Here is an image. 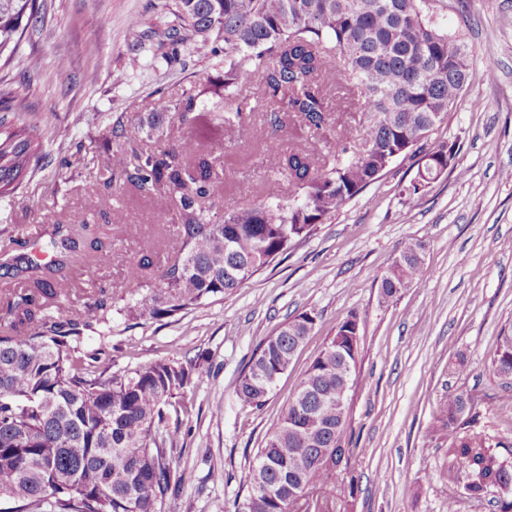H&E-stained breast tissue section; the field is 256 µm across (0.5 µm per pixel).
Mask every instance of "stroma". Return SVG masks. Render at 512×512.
<instances>
[{"instance_id":"obj_1","label":"stroma","mask_w":512,"mask_h":512,"mask_svg":"<svg viewBox=\"0 0 512 512\" xmlns=\"http://www.w3.org/2000/svg\"><path fill=\"white\" fill-rule=\"evenodd\" d=\"M436 16L471 51L467 85L430 145L458 146L456 171L407 196L418 161L397 160L306 238L237 290L162 320L113 314L108 338L85 332L82 352L102 353L113 369L157 360L192 364L187 410L171 453L173 483L160 512H234L246 475L313 359L339 324L357 316L360 353L348 395L349 473L340 474L334 512H498L500 492L472 496L436 420L449 393L474 398L471 432L512 461V379L494 376L491 357L512 330V0H435ZM10 60L0 61V115L32 127L39 159L23 184L0 196V250L9 237L44 243L56 224H86L103 252L69 270L72 292L61 320L77 319L99 291L124 290L130 261L150 253L152 277L173 255L178 229L129 185L113 180L116 150H147L150 126L204 142L224 138V185L255 200L287 197L288 184L267 171L270 154L292 141L269 123L258 85L247 91L261 143L218 132L180 103L216 75L223 53L172 47L176 0H37ZM137 31H130V21ZM166 108H158V99ZM124 115L127 134L112 119ZM98 183L110 200L97 209L84 194ZM426 245L422 280L390 302L380 280L400 249ZM308 311L316 322L291 368L261 409L235 390L261 341Z\"/></svg>"}]
</instances>
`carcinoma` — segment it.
Returning a JSON list of instances; mask_svg holds the SVG:
<instances>
[{
    "mask_svg": "<svg viewBox=\"0 0 512 512\" xmlns=\"http://www.w3.org/2000/svg\"><path fill=\"white\" fill-rule=\"evenodd\" d=\"M432 0H178L176 43L224 45L219 82L190 95L182 118L202 95L223 103L210 113L225 129L250 140L262 132L248 125L252 111L242 88L259 79L273 123L307 134V143L273 155L269 170L293 189L285 200L272 195L242 203L224 196L221 219L201 202L224 179V144L205 148L191 138L167 147L112 156L114 179L148 197L178 226L180 248L161 271L162 286L145 280L153 262H130L135 285L100 291L84 306L77 323L61 321L70 297L67 267L99 252L72 225L55 224L47 248L53 260L38 266L25 253L3 252L0 268L23 277L27 286L0 306V498L12 512H157L170 486V446L177 432L171 413L183 409L177 397L192 383V369L159 360L124 371L83 365L73 356L81 329L109 323L112 312L143 319L173 318L211 296L231 293L308 236L399 158L421 153L443 123L469 75V49L435 17ZM36 14V0H0V55L19 34L24 17ZM358 97L365 144L343 137L322 156L321 134L332 124L327 78ZM37 148L23 125L0 137V195L12 192L27 173ZM429 167L417 172L408 193L418 195L444 174L454 147L430 151ZM424 243H407L401 265L391 264L380 288L389 299L419 282ZM352 315L344 320L308 366L296 394L250 467L245 494L235 512H326L337 469L319 459L324 448L344 444L347 422L336 416V391L347 366H356ZM315 317L302 312L255 349L236 388L240 402L261 408L277 379L291 367ZM490 371L512 373V335L500 337ZM469 394H448L437 420L448 431L451 452L466 487L479 494L490 485L512 486V462L500 460L478 433L462 434L471 423Z\"/></svg>",
    "mask_w": 512,
    "mask_h": 512,
    "instance_id": "1",
    "label": "carcinoma"
}]
</instances>
